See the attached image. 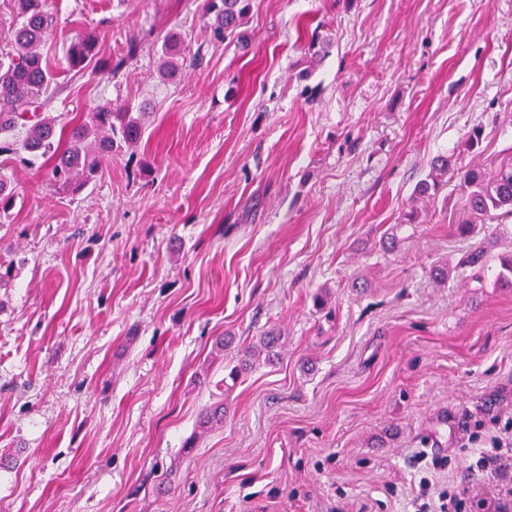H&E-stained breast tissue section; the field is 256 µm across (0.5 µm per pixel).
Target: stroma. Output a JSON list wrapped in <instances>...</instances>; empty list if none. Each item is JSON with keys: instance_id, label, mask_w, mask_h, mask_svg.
<instances>
[{"instance_id": "stroma-1", "label": "stroma", "mask_w": 512, "mask_h": 512, "mask_svg": "<svg viewBox=\"0 0 512 512\" xmlns=\"http://www.w3.org/2000/svg\"><path fill=\"white\" fill-rule=\"evenodd\" d=\"M202 5L52 0L50 112L152 113L76 195L0 157V512H414L424 475L488 495L472 462L512 422V219L460 235L455 177L421 224L399 219L437 153L512 149V0H253L221 43ZM173 28L203 58L166 87ZM79 33L141 49L76 74ZM315 33L335 46L302 83ZM478 246L480 283L455 268ZM270 327L279 359L225 391L216 339Z\"/></svg>"}]
</instances>
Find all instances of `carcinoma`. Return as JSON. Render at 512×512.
I'll list each match as a JSON object with an SVG mask.
<instances>
[{"instance_id":"carcinoma-1","label":"carcinoma","mask_w":512,"mask_h":512,"mask_svg":"<svg viewBox=\"0 0 512 512\" xmlns=\"http://www.w3.org/2000/svg\"><path fill=\"white\" fill-rule=\"evenodd\" d=\"M252 0H206L205 16L212 37L222 42L236 35L251 8ZM11 21L0 20V156L15 155L26 164L38 159L48 164L47 180L59 190L72 194L83 191L101 173V161L121 145L135 147L145 132V113L135 112L125 104L104 102L84 113L68 128L45 112L55 75L39 47L51 36L55 17L49 0H10ZM333 44L327 36L313 38L307 47L306 66L298 72L301 81L327 58ZM140 51V43L130 40L120 53L104 56L96 40L78 34L67 46L64 61L67 70L112 76L118 73ZM159 75L167 84L176 83L184 61L190 56L185 41L169 32L161 40ZM454 155L437 154L426 178L414 189L410 211L403 223L417 224L419 206L436 201L448 186V174L456 173L467 188L464 208L457 222L460 234L466 235L478 224L497 218H512V156L497 164H473L455 169ZM497 283L512 288V255L499 257ZM487 253L474 248L458 263V270L482 281ZM281 332L272 327L255 341L238 351L239 358L224 362V387L237 383L250 360L265 354L269 360L278 356ZM224 424V404L208 408L199 428L208 430Z\"/></svg>"}]
</instances>
